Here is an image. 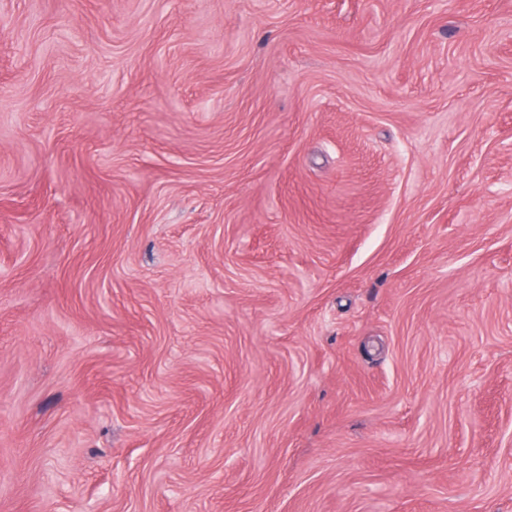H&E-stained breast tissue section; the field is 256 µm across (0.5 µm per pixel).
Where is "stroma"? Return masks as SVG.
I'll return each instance as SVG.
<instances>
[{"label":"stroma","mask_w":512,"mask_h":512,"mask_svg":"<svg viewBox=\"0 0 512 512\" xmlns=\"http://www.w3.org/2000/svg\"><path fill=\"white\" fill-rule=\"evenodd\" d=\"M0 512H512V0H0Z\"/></svg>","instance_id":"1"}]
</instances>
